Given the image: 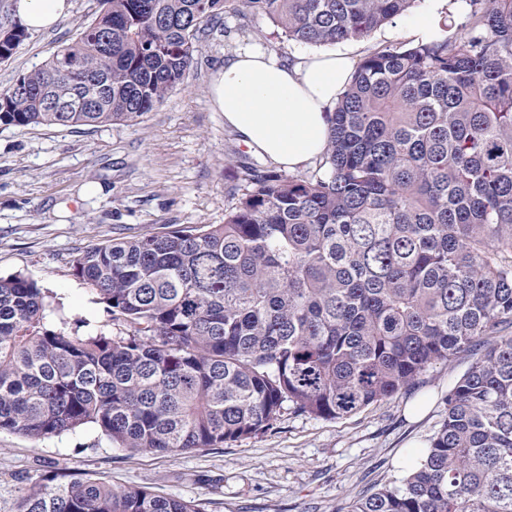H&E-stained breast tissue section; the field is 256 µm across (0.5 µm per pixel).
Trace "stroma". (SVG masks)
<instances>
[{
	"mask_svg": "<svg viewBox=\"0 0 512 512\" xmlns=\"http://www.w3.org/2000/svg\"><path fill=\"white\" fill-rule=\"evenodd\" d=\"M45 32H27L0 62V89L44 65L69 43L100 0H70ZM470 0H416L369 37L334 44L356 61L409 44L405 25L433 18L457 39L468 33ZM245 45L284 60L312 53L261 15L219 16L201 35L184 81L134 122L89 128L0 124V277L22 275L45 291L48 322L80 333L117 334L105 306L74 274L80 250L117 238L220 224L246 188L244 169L270 170L224 124L209 85ZM474 359L438 364L410 390L339 420L285 413L272 429L226 446L132 454L91 425L41 441L0 431V512H17L21 489L52 471L76 473L199 504L204 512H348L366 489L399 481L412 447L428 446L445 397ZM425 399L417 415L410 405Z\"/></svg>",
	"mask_w": 512,
	"mask_h": 512,
	"instance_id": "35a3bbf8",
	"label": "stroma"
}]
</instances>
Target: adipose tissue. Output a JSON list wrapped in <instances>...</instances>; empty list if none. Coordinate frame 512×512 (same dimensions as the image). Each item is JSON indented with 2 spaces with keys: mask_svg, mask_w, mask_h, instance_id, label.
I'll use <instances>...</instances> for the list:
<instances>
[{
  "mask_svg": "<svg viewBox=\"0 0 512 512\" xmlns=\"http://www.w3.org/2000/svg\"><path fill=\"white\" fill-rule=\"evenodd\" d=\"M70 7L69 0H17L16 13L28 29L40 32L52 29ZM353 69V59L336 51L288 63L268 50L241 48L216 71L209 94L248 152L295 172L324 153L327 108Z\"/></svg>",
  "mask_w": 512,
  "mask_h": 512,
  "instance_id": "adipose-tissue-1",
  "label": "adipose tissue"
}]
</instances>
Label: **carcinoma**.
Instances as JSON below:
<instances>
[{"label": "carcinoma", "mask_w": 512, "mask_h": 512, "mask_svg": "<svg viewBox=\"0 0 512 512\" xmlns=\"http://www.w3.org/2000/svg\"><path fill=\"white\" fill-rule=\"evenodd\" d=\"M415 2L102 0L71 43L0 90V124L134 121L228 11L328 45ZM473 4L464 41L364 58L329 118L326 176L250 168L222 224L82 250L75 275L119 334L52 329L37 283L0 277V430L37 441L91 423L131 453L213 448L287 411L349 417L474 355L418 464L348 512H512V0ZM25 37L12 24L0 60ZM22 504L202 512L62 472Z\"/></svg>", "instance_id": "cac0c4a2"}]
</instances>
